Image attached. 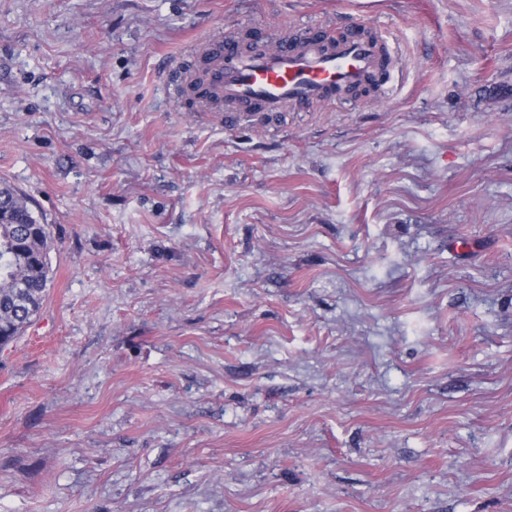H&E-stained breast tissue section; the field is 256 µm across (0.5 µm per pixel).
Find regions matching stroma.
<instances>
[{"instance_id":"1","label":"stroma","mask_w":512,"mask_h":512,"mask_svg":"<svg viewBox=\"0 0 512 512\" xmlns=\"http://www.w3.org/2000/svg\"><path fill=\"white\" fill-rule=\"evenodd\" d=\"M363 23L386 94L181 95ZM0 179L54 231L0 512H512V0H0Z\"/></svg>"}]
</instances>
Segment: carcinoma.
<instances>
[{
  "instance_id": "cac0c4a2",
  "label": "carcinoma",
  "mask_w": 512,
  "mask_h": 512,
  "mask_svg": "<svg viewBox=\"0 0 512 512\" xmlns=\"http://www.w3.org/2000/svg\"><path fill=\"white\" fill-rule=\"evenodd\" d=\"M53 244L27 197L0 180V346L14 342L43 308Z\"/></svg>"
}]
</instances>
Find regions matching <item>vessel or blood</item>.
<instances>
[{
	"label": "vessel or blood",
	"mask_w": 512,
	"mask_h": 512,
	"mask_svg": "<svg viewBox=\"0 0 512 512\" xmlns=\"http://www.w3.org/2000/svg\"><path fill=\"white\" fill-rule=\"evenodd\" d=\"M203 52L209 61L201 90L223 104L229 127L252 112L273 116L346 97L364 85L386 87L396 73L386 41L364 26L335 43L305 36L272 44L256 29L244 40L209 39Z\"/></svg>",
	"instance_id": "obj_1"
}]
</instances>
